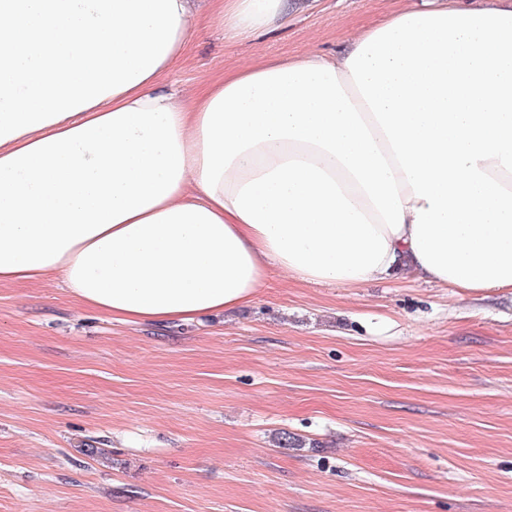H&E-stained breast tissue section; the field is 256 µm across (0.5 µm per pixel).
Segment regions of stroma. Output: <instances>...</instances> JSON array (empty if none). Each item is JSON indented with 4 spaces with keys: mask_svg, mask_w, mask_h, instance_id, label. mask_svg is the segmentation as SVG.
Segmentation results:
<instances>
[{
    "mask_svg": "<svg viewBox=\"0 0 512 512\" xmlns=\"http://www.w3.org/2000/svg\"><path fill=\"white\" fill-rule=\"evenodd\" d=\"M410 3L311 0L248 41L210 26L167 80L337 53ZM0 512H512V293L272 267L251 304L158 326L0 282Z\"/></svg>",
    "mask_w": 512,
    "mask_h": 512,
    "instance_id": "obj_1",
    "label": "stroma"
}]
</instances>
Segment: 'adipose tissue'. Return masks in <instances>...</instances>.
Wrapping results in <instances>:
<instances>
[{"label":"adipose tissue","mask_w":512,"mask_h":512,"mask_svg":"<svg viewBox=\"0 0 512 512\" xmlns=\"http://www.w3.org/2000/svg\"><path fill=\"white\" fill-rule=\"evenodd\" d=\"M209 2L240 39L299 5ZM198 25L193 0H0V282L157 325L252 303L271 266L512 291V5L425 0L182 98Z\"/></svg>","instance_id":"adipose-tissue-1"}]
</instances>
